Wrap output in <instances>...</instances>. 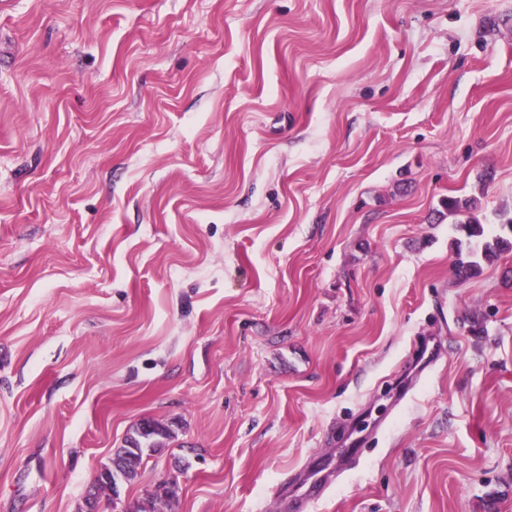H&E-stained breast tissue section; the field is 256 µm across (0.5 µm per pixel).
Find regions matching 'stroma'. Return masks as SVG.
Returning <instances> with one entry per match:
<instances>
[{
	"label": "stroma",
	"instance_id": "stroma-1",
	"mask_svg": "<svg viewBox=\"0 0 512 512\" xmlns=\"http://www.w3.org/2000/svg\"><path fill=\"white\" fill-rule=\"evenodd\" d=\"M512 0H0V512H512ZM364 461L300 510L306 473ZM475 209V202L472 200L449 199L448 215L455 217L454 227L456 231L465 232L467 237H480L483 234V227L475 216H465V220L457 219V216L466 215ZM151 424L159 425L160 422L153 419H143L131 429L127 437L123 441V445L117 448L112 463L124 471L126 475V483L131 484L134 482L139 474L140 469L144 465L146 458L151 454L160 451L166 445V441L173 437L172 430L168 427L166 434L157 437L150 431H145V426ZM110 466L101 468L97 477V487L89 488L86 492L88 506L87 512H97L98 508L94 507L95 499L99 492H108L112 495L113 507L117 504L119 498V486L123 480V476Z\"/></svg>",
	"mask_w": 512,
	"mask_h": 512
}]
</instances>
